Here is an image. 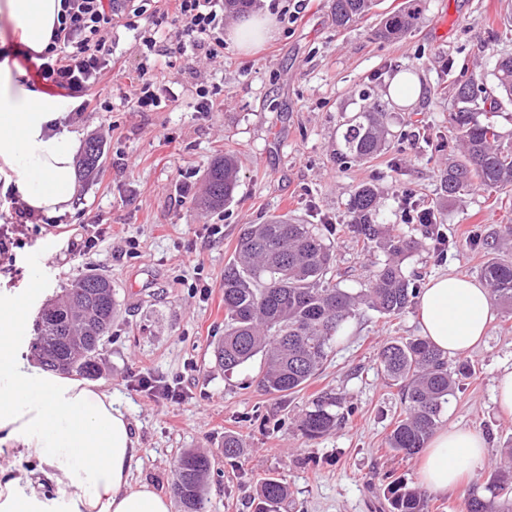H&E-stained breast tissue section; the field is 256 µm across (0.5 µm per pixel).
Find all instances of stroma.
Instances as JSON below:
<instances>
[{
	"label": "stroma",
	"mask_w": 512,
	"mask_h": 512,
	"mask_svg": "<svg viewBox=\"0 0 512 512\" xmlns=\"http://www.w3.org/2000/svg\"><path fill=\"white\" fill-rule=\"evenodd\" d=\"M331 0H256L255 13H271L277 33L250 54L225 45L223 57L188 67L173 53L176 23L164 17L152 32L157 50L144 55L139 33L114 26L112 66L92 94L112 104L70 111L64 121L82 139L102 141L104 153L91 176L79 177L73 211L55 223L29 225L11 258L0 260V293L39 288L26 319L73 280L107 275L117 293V315L100 363L98 381L132 420L141 448L134 483L169 492L179 455L195 450L213 466L205 512H256L260 484H288L280 512H391L383 475L423 492L428 512H466L470 489L484 485L500 451L512 444V417L495 403L496 380L512 371V315L495 307L485 342L462 355L472 375L448 398L445 428L483 434L487 458L467 485L447 493L425 489L419 459L391 456L386 439L404 413L398 385L378 359L386 340L420 333L416 308L388 316L361 308L347 324L328 362L304 389L287 397L257 385L260 360L233 373L216 366L213 350L224 337V268L233 259L246 224L286 214L304 224L328 225V240L352 292L367 284L381 249H363L351 229L349 199L361 183L378 190V221L420 241L404 263L407 276L425 284L451 273L479 277L494 257H512V186L480 187L445 197L440 173L458 154L448 130L450 91L460 73L490 77L499 55H512V34L502 17L505 0H380L375 12L347 29L337 28ZM412 11L414 25L399 39H379L383 17ZM148 68L162 99L159 109L134 106L141 68ZM413 71L422 92L411 106L387 94L394 75ZM208 90L210 111L198 109ZM380 102L398 140L372 159L336 160V133L359 111L362 93ZM240 161L231 203L216 211L196 208L206 174L224 153ZM440 208L441 223L412 221L402 194ZM108 225L96 248L73 256L68 234ZM223 227L221 235L211 225ZM452 244L447 255L437 239ZM140 255L124 254L128 240ZM208 286L206 296L193 289ZM179 382V401L154 397L140 384ZM337 397L345 418L310 440L298 427L313 401ZM243 443L239 456L224 455V437Z\"/></svg>",
	"instance_id": "obj_1"
}]
</instances>
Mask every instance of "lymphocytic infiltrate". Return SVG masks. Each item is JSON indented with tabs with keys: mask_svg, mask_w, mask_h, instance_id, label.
Here are the masks:
<instances>
[{
	"mask_svg": "<svg viewBox=\"0 0 512 512\" xmlns=\"http://www.w3.org/2000/svg\"><path fill=\"white\" fill-rule=\"evenodd\" d=\"M152 3L162 13L174 8L178 38L203 50L206 59L223 53L224 38L219 30L224 22V0H141L128 8L122 0H61L50 42L39 55L38 83L60 98L78 100L79 110H86L91 104L90 90L112 62V46L105 31L120 18L126 26L136 27Z\"/></svg>",
	"mask_w": 512,
	"mask_h": 512,
	"instance_id": "f902f5d3",
	"label": "lymphocytic infiltrate"
}]
</instances>
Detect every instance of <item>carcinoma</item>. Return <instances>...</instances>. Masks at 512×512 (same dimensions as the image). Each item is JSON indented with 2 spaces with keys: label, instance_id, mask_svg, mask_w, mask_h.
<instances>
[{
  "label": "carcinoma",
  "instance_id": "1",
  "mask_svg": "<svg viewBox=\"0 0 512 512\" xmlns=\"http://www.w3.org/2000/svg\"><path fill=\"white\" fill-rule=\"evenodd\" d=\"M378 0H332L336 27L347 28L370 14ZM413 16L389 15L378 34L391 40L403 34ZM492 76L499 95L486 83L461 76L452 85L448 113L450 130L460 142L463 160L448 163L441 187L451 197L474 185L504 188L512 185V148L501 143L496 126L481 116L501 110V99L512 100V57L497 59ZM392 131L378 105L355 112L342 124L336 159L342 164L367 160L386 148ZM103 155L99 141L86 144L81 166L91 174ZM238 159L226 154L207 173L208 191L197 201L205 209L230 203L238 186ZM352 232L363 246L383 249L386 259L373 271L369 287L352 293L338 287L329 274L334 255L316 224H295L273 215L264 224L242 230L236 255L224 268V340L215 349L226 373L255 357L263 360L259 383L271 394L289 395L303 388L325 365L344 325L360 306L398 316L415 304L420 288L404 273L402 264L419 242L376 223L377 193L370 184L351 195ZM482 276L494 300L512 308V262L491 260ZM117 301L112 280L91 273L72 281L63 294L38 313L32 349L46 369L95 377L104 339L112 328ZM380 362L386 375L400 386L406 410L387 438L390 451L413 458L425 447L441 422L444 405L459 379L471 375L460 363L450 370L448 357L420 336L385 343ZM336 399L320 397L300 420L309 440L336 428ZM508 466H500L486 480L487 495L471 494L466 512H512V447L502 449ZM212 460L192 451L176 461L179 481L173 483L182 512H202V488ZM391 491L393 512H427L417 491L403 488L393 472L384 474ZM289 494L287 484L269 478L261 486L257 512H279Z\"/></svg>",
  "mask_w": 512,
  "mask_h": 512
}]
</instances>
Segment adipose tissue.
<instances>
[{
  "label": "adipose tissue",
  "mask_w": 512,
  "mask_h": 512,
  "mask_svg": "<svg viewBox=\"0 0 512 512\" xmlns=\"http://www.w3.org/2000/svg\"><path fill=\"white\" fill-rule=\"evenodd\" d=\"M59 9L60 0H0V183L14 187L28 211L47 216L72 210L78 139L26 84L16 56L44 50ZM21 311L18 296L0 295V457L21 449L37 461L39 477L0 465V512H170L166 494L132 482L139 443L111 393L19 358ZM492 311L489 289L473 277L431 278L417 299L422 335L451 356L484 338ZM486 452L474 429L436 430L420 478L435 492L459 487ZM47 483L73 494L51 496Z\"/></svg>",
  "instance_id": "ef3b65f1"
}]
</instances>
